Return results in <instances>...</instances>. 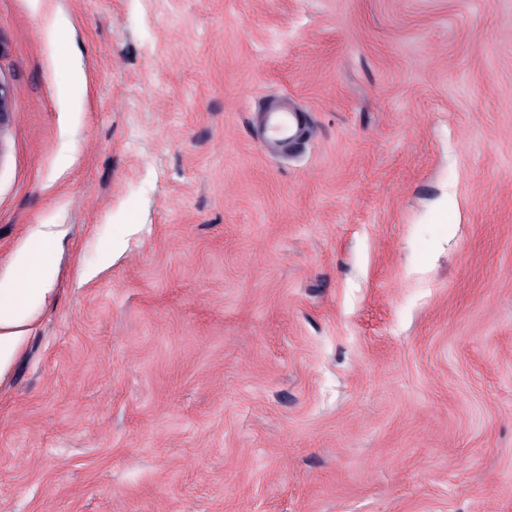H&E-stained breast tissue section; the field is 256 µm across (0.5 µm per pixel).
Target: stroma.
I'll return each instance as SVG.
<instances>
[{"mask_svg":"<svg viewBox=\"0 0 512 512\" xmlns=\"http://www.w3.org/2000/svg\"><path fill=\"white\" fill-rule=\"evenodd\" d=\"M0 81V512H512V0H0ZM291 112L273 111L269 112L268 125L275 137L284 140L293 139L301 134L302 128L300 127L296 134L288 136L290 130L291 120L293 119ZM54 238L50 233L31 234L15 256L11 282L0 284V379L5 376L31 328L34 300L41 299L52 270Z\"/></svg>","mask_w":512,"mask_h":512,"instance_id":"stroma-1","label":"stroma"}]
</instances>
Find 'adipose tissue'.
Instances as JSON below:
<instances>
[{"mask_svg":"<svg viewBox=\"0 0 512 512\" xmlns=\"http://www.w3.org/2000/svg\"><path fill=\"white\" fill-rule=\"evenodd\" d=\"M54 238L50 233L31 234L14 259V273L0 286V378L7 373L31 325L33 303L45 293L52 270Z\"/></svg>","mask_w":512,"mask_h":512,"instance_id":"obj_1","label":"adipose tissue"}]
</instances>
